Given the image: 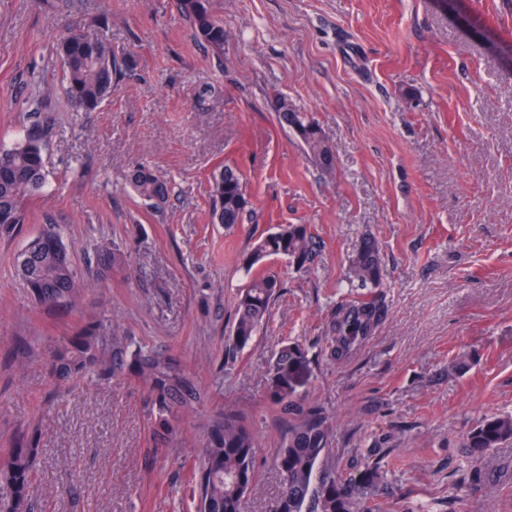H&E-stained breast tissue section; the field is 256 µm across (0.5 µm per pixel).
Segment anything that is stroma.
I'll use <instances>...</instances> for the list:
<instances>
[{"label":"stroma","mask_w":512,"mask_h":512,"mask_svg":"<svg viewBox=\"0 0 512 512\" xmlns=\"http://www.w3.org/2000/svg\"><path fill=\"white\" fill-rule=\"evenodd\" d=\"M224 50L201 41L177 0H0V144L41 139L46 188L30 220L0 237V454L37 433L41 512H191L190 467L208 420L251 415L260 481L241 512H266L282 415L272 369L299 345L298 387L331 418L338 472L379 465L377 512H512V445L486 452L480 482L463 446L484 418L512 414V0H208ZM107 37L134 64L92 112L74 111L52 46ZM320 127L332 172L279 120V101ZM246 181L248 210L213 223L209 178ZM168 182L161 207L129 183L138 166ZM281 224L320 242L282 283L268 327L225 347L243 260ZM81 291L47 310L16 259L47 226ZM374 239L385 317L345 360L329 356L330 315L361 296L345 272ZM123 269L100 273L101 247ZM161 349L207 401L182 415V441L155 443L144 385L50 379L51 346L88 321Z\"/></svg>","instance_id":"1"}]
</instances>
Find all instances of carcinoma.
Listing matches in <instances>:
<instances>
[{
    "instance_id": "obj_1",
    "label": "carcinoma",
    "mask_w": 512,
    "mask_h": 512,
    "mask_svg": "<svg viewBox=\"0 0 512 512\" xmlns=\"http://www.w3.org/2000/svg\"><path fill=\"white\" fill-rule=\"evenodd\" d=\"M178 7L197 35L216 52L224 49V25L214 19L207 0H179ZM55 53L63 70L64 91L73 105L84 112L99 108L112 93L114 82L133 60L119 57L104 37L86 38L72 34L56 44ZM309 156L325 172L333 164L325 162L331 146L317 131L300 136ZM129 182L145 201L157 206L168 196L167 182L151 168L134 170ZM45 185V156L40 141L26 137L10 148L0 147V235L11 236L28 221L27 202ZM214 202L213 218L231 229L242 223L248 205L244 178L229 164L215 170L210 180ZM315 255V240L306 224H285L277 231L261 235L245 258L251 278L238 290L234 322L227 336L229 349L240 351L268 322L281 283L275 275L252 273L266 258L283 257L299 269ZM124 253L106 249L98 253L97 266L114 270L125 265ZM17 271L30 298L52 309L70 304L79 290L76 272L61 237L49 227L32 240L20 254ZM348 280L362 288H376L380 282L378 251L374 242H363L349 263ZM381 301L343 300L330 316V355L348 356L368 338L384 318ZM304 364L299 345L280 350L274 375L290 373ZM50 374L55 380L77 379L95 374L101 379L133 375L147 389L149 417L155 440L173 446L180 435L178 414L204 403L195 380L161 350L144 353L130 349L117 336L104 334L102 325L89 322L75 334L66 336L49 351ZM271 404L285 417L280 434L275 467L282 482L280 495L270 512H358L357 498L378 479L375 466L359 477L344 476L327 463L326 453L332 424L323 407L297 394V385L273 379ZM512 442V415L483 420L464 439L473 463L491 448ZM38 438L20 433L5 455H0V486L10 498L0 499V512H33L32 466ZM258 443L241 410H224L210 421L207 438L198 461L190 472L196 489L195 512H239L241 499L257 482L255 460Z\"/></svg>"
}]
</instances>
